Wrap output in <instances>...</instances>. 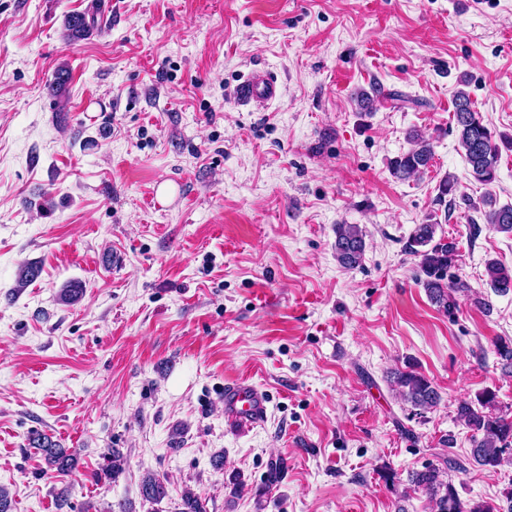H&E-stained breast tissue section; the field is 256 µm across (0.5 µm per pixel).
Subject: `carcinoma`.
Returning <instances> with one entry per match:
<instances>
[{
  "label": "carcinoma",
  "instance_id": "obj_1",
  "mask_svg": "<svg viewBox=\"0 0 512 512\" xmlns=\"http://www.w3.org/2000/svg\"><path fill=\"white\" fill-rule=\"evenodd\" d=\"M98 5L85 12H73L65 17L64 37L75 42L88 36L99 24ZM70 72L65 68L56 70L53 80L47 84L50 95L59 109H64L69 100ZM454 119L457 124L459 144L464 150L470 176L477 182L490 186L496 182L501 149L493 132L483 123L482 116L473 108L469 95L459 90L454 98ZM411 148L390 163L393 177L401 181L420 178L433 158V146L429 140L417 133H409ZM489 210L485 212L486 224L493 230L512 234V205L496 206L489 197L485 200ZM437 225L418 224L409 241L410 252L420 258L419 268L423 277L419 283L429 298L448 311L457 305L456 294L468 292V284L451 273L454 267L453 246L436 237ZM334 249L337 262L346 269L361 265L365 240L357 224H338L335 229ZM490 288L506 295L512 291V268L496 260L486 263ZM495 352L504 366L512 369V339L499 338ZM394 384L401 399L413 410L421 413L436 407L441 397L437 389L423 375L413 371L395 373ZM456 420L472 431L471 460L477 465L495 470L509 461L512 453V418L498 412L496 394L485 391L477 402L461 401L456 406ZM30 447L40 451L47 467L59 475L69 474L74 459L47 435L33 432L28 436ZM409 482L422 490L432 503L433 512H500L501 506L484 500L464 504L455 486L443 479L440 469L428 466L409 475ZM143 498L158 503L167 496L162 479L147 476L141 484ZM181 512H205L200 495L191 490L182 496Z\"/></svg>",
  "mask_w": 512,
  "mask_h": 512
}]
</instances>
